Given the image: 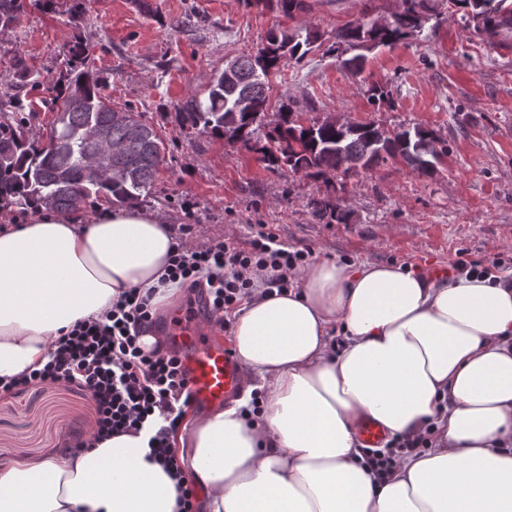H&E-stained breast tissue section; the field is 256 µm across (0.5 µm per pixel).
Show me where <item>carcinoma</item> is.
Segmentation results:
<instances>
[{
  "label": "carcinoma",
  "instance_id": "cac0c4a2",
  "mask_svg": "<svg viewBox=\"0 0 512 512\" xmlns=\"http://www.w3.org/2000/svg\"><path fill=\"white\" fill-rule=\"evenodd\" d=\"M454 7L468 12L478 29L493 40L499 29L512 24V10L505 0H453ZM25 12V0H0V32L16 26ZM436 14L428 0H400L399 10L382 23L353 21L336 30V48L355 55L342 66L355 73L364 69V50L391 46L417 37ZM320 40L308 29L305 37L285 29H274L255 54L228 61L216 74L206 99L190 97L180 106L183 125L204 133L228 137L249 147L262 126L256 115L266 116L269 106V77L288 61L302 60ZM88 44L69 47L67 65L70 79L65 90L53 98L58 113L47 141L32 139L26 129L33 115L29 91L40 86L36 73L20 59L12 78L0 81V204L32 208L39 206L71 210L86 203L108 206L136 204L151 193L155 176L164 159L165 146L156 131L127 105L112 103L103 94V82L92 67ZM81 105L73 107V101ZM292 103L278 107L279 121L266 134L262 145L264 160L276 168L298 173L313 170L327 174L349 173L358 168L371 171L389 160H401L420 175L432 176L439 160L448 152L435 131L421 126L386 128L374 122L346 126L315 120L302 125L291 119ZM129 119H114V110ZM103 125L112 132V141L124 153L112 160L119 167L116 176L97 178L88 171L92 146L84 139L88 127Z\"/></svg>",
  "mask_w": 512,
  "mask_h": 512
}]
</instances>
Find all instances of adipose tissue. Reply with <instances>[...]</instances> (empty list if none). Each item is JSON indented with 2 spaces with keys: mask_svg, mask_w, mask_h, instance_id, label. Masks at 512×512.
Listing matches in <instances>:
<instances>
[{
  "mask_svg": "<svg viewBox=\"0 0 512 512\" xmlns=\"http://www.w3.org/2000/svg\"><path fill=\"white\" fill-rule=\"evenodd\" d=\"M175 233L137 206L28 209L0 227V381L41 368L53 340L129 288L162 284ZM285 292L234 315L259 415L186 421L179 460L205 512H512V278L424 277L394 264L316 260ZM433 445L388 477L358 425ZM143 436L0 468V512H177L175 479Z\"/></svg>",
  "mask_w": 512,
  "mask_h": 512,
  "instance_id": "1",
  "label": "adipose tissue"
}]
</instances>
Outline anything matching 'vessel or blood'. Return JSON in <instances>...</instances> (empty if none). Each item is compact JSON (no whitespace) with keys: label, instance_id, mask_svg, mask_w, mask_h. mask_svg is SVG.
Returning <instances> with one entry per match:
<instances>
[{"label":"vessel or blood","instance_id":"1","mask_svg":"<svg viewBox=\"0 0 512 512\" xmlns=\"http://www.w3.org/2000/svg\"><path fill=\"white\" fill-rule=\"evenodd\" d=\"M204 324L202 314L184 311L166 319L163 333L180 358L192 406L214 410L241 396L248 382L231 347Z\"/></svg>","mask_w":512,"mask_h":512}]
</instances>
